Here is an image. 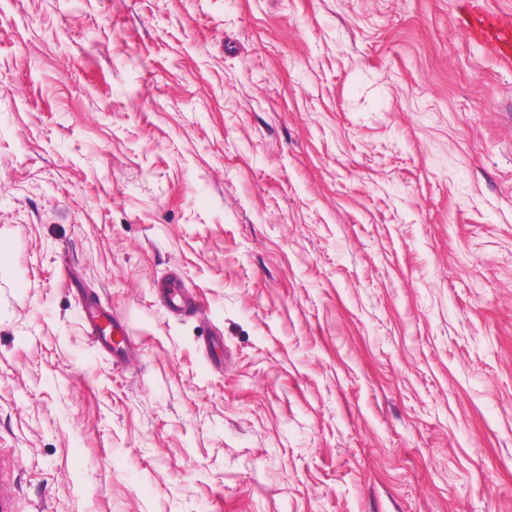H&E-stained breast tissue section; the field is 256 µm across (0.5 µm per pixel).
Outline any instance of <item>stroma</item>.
I'll return each mask as SVG.
<instances>
[{"mask_svg":"<svg viewBox=\"0 0 512 512\" xmlns=\"http://www.w3.org/2000/svg\"><path fill=\"white\" fill-rule=\"evenodd\" d=\"M457 4L0 0V512H512V64ZM157 288L161 289L165 307L171 311H180L190 306L198 307L194 296L189 295L185 291L186 287L177 277L165 280L161 284H158ZM89 333L108 353L115 356L130 357L129 339L117 322H113L111 313L96 302H84ZM108 330L103 331L102 326Z\"/></svg>","mask_w":512,"mask_h":512,"instance_id":"35a3bbf8","label":"stroma"}]
</instances>
